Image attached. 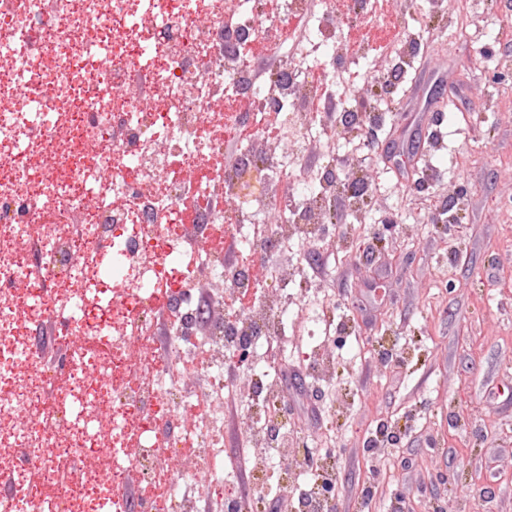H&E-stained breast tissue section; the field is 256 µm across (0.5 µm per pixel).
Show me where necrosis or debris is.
Masks as SVG:
<instances>
[{"label":"necrosis or debris","mask_w":512,"mask_h":512,"mask_svg":"<svg viewBox=\"0 0 512 512\" xmlns=\"http://www.w3.org/2000/svg\"><path fill=\"white\" fill-rule=\"evenodd\" d=\"M226 26L224 0H14L0 6V512H129L116 482L76 459L141 447L116 469L146 477L184 451L181 417L189 392L166 380L197 345L206 326L211 388H224V355L258 354L280 336L288 299L226 315L205 303L195 272L207 266L209 290L255 286L242 266L225 264L210 244L213 225L246 231L255 206L270 203L292 222L269 227L315 239L332 220L336 196L351 209L367 203L364 176L298 186L281 198L269 177L282 157L271 147L248 164L201 180L200 165L223 140L202 137L204 114L224 112L226 95L242 93L259 109L289 112L298 131L314 123L306 103L320 95L322 76L304 69L258 86L234 54L239 41L261 34L255 12L236 8ZM106 132L111 148L91 153ZM237 204L213 206L214 182ZM198 197L197 223L175 222L183 193ZM172 298L169 354L152 385L142 386L138 352L149 341L148 320L161 297ZM65 318L69 384L48 394L47 376L33 373L40 355L36 329ZM100 377H86L89 368ZM249 416L263 423V449L282 447L288 417L264 381L253 385ZM45 493L30 488L28 463ZM224 470L219 455L197 471L170 477L166 512H199L188 486L204 489Z\"/></svg>","instance_id":"1"}]
</instances>
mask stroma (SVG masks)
<instances>
[{"mask_svg":"<svg viewBox=\"0 0 512 512\" xmlns=\"http://www.w3.org/2000/svg\"><path fill=\"white\" fill-rule=\"evenodd\" d=\"M468 36L456 37L453 13H405L385 0L372 22L437 31L395 86L379 134L395 144L389 160L370 157L359 138L303 134L298 168L330 158L363 159L371 202L356 217L345 198L334 206L335 231L318 242L293 239L264 254L259 290L290 289L324 310L338 350L323 379L312 373L316 343L298 319L286 346L269 349L268 372L288 407L292 433L336 451L334 512H512V37L498 32V0H469ZM317 66L338 84L344 103L371 94L375 55L278 48L255 62ZM432 168V193L395 189L406 174ZM453 204L454 222L428 224L424 213ZM373 347L362 350L361 343ZM224 376L236 387L224 399L217 450L232 470L206 486L221 502L253 492L247 426L255 372L239 363Z\"/></svg>","mask_w":512,"mask_h":512,"instance_id":"1","label":"stroma"}]
</instances>
